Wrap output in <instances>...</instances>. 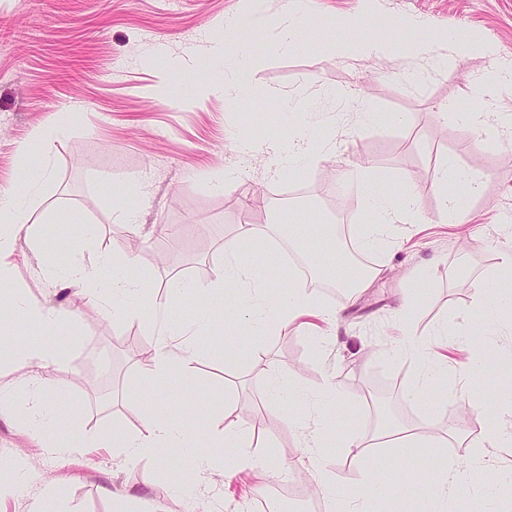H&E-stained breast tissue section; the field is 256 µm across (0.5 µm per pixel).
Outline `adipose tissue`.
Listing matches in <instances>:
<instances>
[{
  "label": "adipose tissue",
  "mask_w": 512,
  "mask_h": 512,
  "mask_svg": "<svg viewBox=\"0 0 512 512\" xmlns=\"http://www.w3.org/2000/svg\"><path fill=\"white\" fill-rule=\"evenodd\" d=\"M351 20L329 21L319 15L310 0H292L286 14L273 20L262 9L254 5L244 15L225 19L223 34L212 37L213 64L223 67L224 77L217 80L212 89L224 97L226 108L237 109L244 96L268 97L267 89L257 86L252 80L256 60L250 47L254 39L267 32H275L274 50L288 51L305 45L318 48L334 47L337 57L357 56L387 57L393 52L402 56H420L432 64L446 61L448 56L465 58L480 52L492 55L493 49L471 32L456 30L431 35L424 22L410 19L408 36L399 40L391 36H363L355 33ZM512 89V61H497L477 79L472 94L477 105L467 108L451 102L444 112L453 122L470 131L492 137L500 128L512 126L511 112H493L487 107L489 101ZM281 111L287 112L289 132L287 136L258 144L247 133L236 136L242 153L249 154L265 147L274 157V175L310 172L318 162L335 149L334 136H326L312 128L308 114L314 105L302 97L289 98L281 103ZM357 194L365 207L374 212L375 223L365 225L359 233L361 250H379L389 246V227L401 217L421 218L418 193L408 186L402 192L393 193L370 169L362 168L350 173ZM481 174L458 169L454 159H443L433 180V189L439 198V212L443 221L455 223L464 215L465 202L481 195L484 189ZM36 201V182L28 181L24 190L0 195V280L10 273L9 258L13 253L15 236L28 228L29 214ZM268 235L255 226L242 227L238 234L224 243V269L212 282L185 284L173 281V293L191 291L209 300L223 298L225 293L235 294L234 316L229 323L235 330H249L259 334L264 329L288 324L303 316L327 317L328 312L317 297L307 289L297 286L288 288L269 282L258 268L244 265L241 257L246 253L262 250ZM136 256L125 253L113 258L112 274L102 279L97 270L78 267L70 271L69 279L80 284L91 298H98L106 291L113 298H134L136 307H146L153 312L166 311L168 303L156 295L152 288L134 273ZM6 305L10 312L25 323L34 324L43 334L41 341L18 342L5 340L0 348L6 349L13 362L21 367L43 366L57 360L58 352L51 338L60 324V315L53 307L27 298H9ZM476 317L466 330L458 333L455 342L469 354L466 377L480 374L494 353L489 341L502 317H512V252L503 255L497 272L479 282L475 288ZM200 327L179 329L180 341L177 349L160 345L154 365L144 379L142 392V427L130 431L113 426L111 436L93 440L81 439V446L93 443L122 453L126 461L135 462L145 458L163 460L169 448L182 447L184 430L166 413L165 396L152 392L151 387L172 374L190 377L194 364L201 354L198 341ZM393 354L409 356L415 366L416 381L407 392L414 401H424L428 389L441 378L447 377L448 366L440 362L430 341L409 335L403 344L393 347ZM344 400L342 389L333 380H325L308 405V417L317 432L308 446L312 453H321L325 441L321 435L329 425L335 407ZM0 402L10 405L19 416L32 421L36 437L45 447L60 455L72 452L73 447L60 440L57 430L63 425H73L74 419L64 395L44 396L33 381H26L0 391ZM210 451L197 459L198 471L209 472L224 465V455L241 447L245 437L244 426L227 423L223 429L206 432ZM461 487L460 472L455 464H448L440 475L421 485L411 496V512H446L448 500Z\"/></svg>",
  "instance_id": "adipose-tissue-1"
}]
</instances>
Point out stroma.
<instances>
[{"label":"stroma","instance_id":"1","mask_svg":"<svg viewBox=\"0 0 512 512\" xmlns=\"http://www.w3.org/2000/svg\"><path fill=\"white\" fill-rule=\"evenodd\" d=\"M256 2L277 19L289 0H0V192L20 189L42 165L52 172L40 186L32 216L36 234L17 238L14 267L0 291L76 315L54 337L56 362L29 370L0 360V383L35 378L45 394L64 392L85 432L108 434L116 423L136 431L142 426L143 351H155L170 321L215 322L193 376L173 377L162 386L169 415L185 426L189 450H168L165 466L151 459L129 465L108 448H83L60 459L31 436L19 416L2 412L0 482L12 483L20 470L32 478L0 499V512H30L48 485L62 492L72 512H115L117 495L126 493L151 512H188L193 503L202 512H264L261 487L282 477L297 475L312 490L325 473L337 491L349 492L374 466L398 489L381 503V512H408L404 488L435 477L449 460L463 470L451 512H471L490 489L497 512H512V484L495 489L489 470L467 466L472 444L493 427L512 425V326L501 324V355L472 381L469 394L447 379L430 388L425 402L409 401L406 392L416 376L412 363L383 352L400 337L396 309L406 294L418 298L412 317L418 335L429 336L443 325L452 334L464 330L474 314L476 281L495 273L502 253L512 250V131L500 130L491 140L441 116L444 103H469L471 84L488 59H459L437 71L419 58L340 59L328 48L272 52L265 40L253 44L256 85L315 102L325 91L347 87L377 107L380 118L373 125L351 123L337 130L325 168L370 166L389 191L412 185L419 195L422 220L397 225L393 248L369 254L371 266L383 271L368 288L316 287L322 304L340 317L334 337L322 347L295 321L257 336V357L234 361L225 356L235 342L224 334L221 305L188 293L173 298L167 314L120 318L111 314V296L90 299L62 282L78 265L99 267L109 277L110 268L99 265L101 256L123 254L134 243L140 250L136 276L160 291L175 279L210 282L224 265L225 240L240 225L287 219V208L271 194L286 183L310 186L309 204L296 207L301 230L308 238L334 226L338 256L355 243L360 226L374 223L359 200L342 211L323 196V176L276 178L269 153L239 151L234 130L259 140L286 134L273 101L250 99L230 112L223 97L201 94V86L216 78L208 63V36L221 31L225 16L246 13ZM413 17L432 32L476 33L512 60V0H376L369 29L403 38ZM159 52L195 55L197 92H186L182 73L150 64ZM397 115L406 124L394 123ZM48 130V154L34 148L20 155L21 144L34 147ZM447 156L460 169L485 177L482 195L470 202L460 224L441 221L431 189L434 171ZM228 167L241 172L235 190L212 188L210 177ZM134 179L147 200L136 231L120 216ZM274 375L294 384L293 405L267 401ZM328 378L344 390L346 401L325 435L326 450L313 457L304 443L314 426L304 419L300 400ZM476 391L494 399L496 412L476 406ZM261 409L273 422L249 435L244 452L258 456L275 446L279 469L227 476L196 472L202 423L248 426ZM292 414L300 424H289ZM385 415L440 437L451 431L458 437L430 458L417 448L371 447L361 459L336 451L344 434L372 439ZM183 474L194 477V502L175 490L174 480Z\"/></svg>","mask_w":512,"mask_h":512}]
</instances>
